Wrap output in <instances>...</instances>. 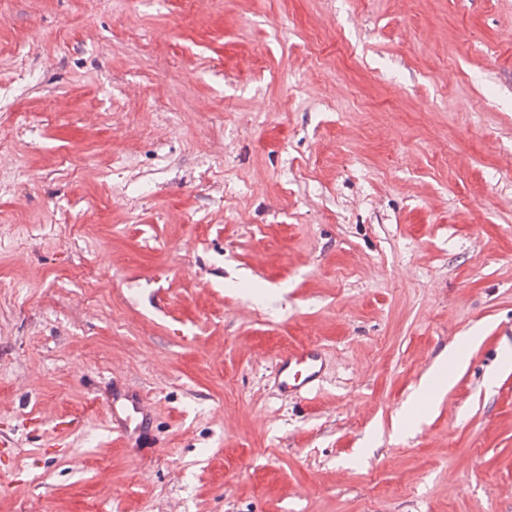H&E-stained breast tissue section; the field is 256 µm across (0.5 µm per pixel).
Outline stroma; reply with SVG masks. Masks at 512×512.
I'll return each mask as SVG.
<instances>
[{"mask_svg": "<svg viewBox=\"0 0 512 512\" xmlns=\"http://www.w3.org/2000/svg\"><path fill=\"white\" fill-rule=\"evenodd\" d=\"M0 155V512H512V0H0ZM459 346L455 347L450 351L448 354V358L452 357L450 361H448L447 367H441L436 370H434L435 366L431 369V373L421 382L420 390L422 391L421 396L419 397L418 403L422 400H425L429 396V388L431 384L436 385H442L447 384L449 385L452 380V369H451V363L455 359V357L458 356L460 349H458ZM434 370V371H433ZM418 403L416 405V408L418 407ZM317 355L310 350H294L284 354L277 372L280 389L288 394L302 390L319 375Z\"/></svg>", "mask_w": 512, "mask_h": 512, "instance_id": "35a3bbf8", "label": "stroma"}]
</instances>
